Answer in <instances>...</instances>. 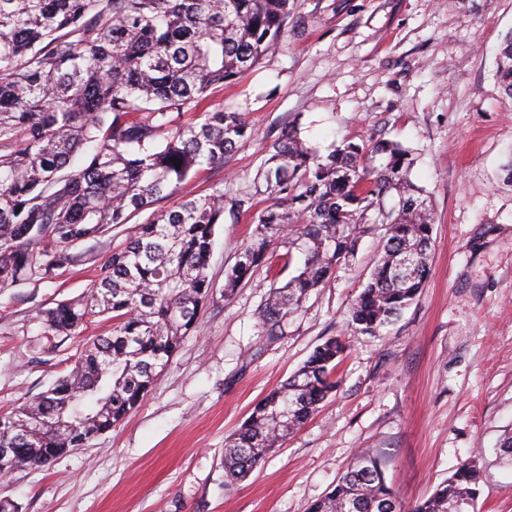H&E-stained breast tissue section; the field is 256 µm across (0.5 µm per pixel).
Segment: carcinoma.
<instances>
[{
  "instance_id": "cac0c4a2",
  "label": "carcinoma",
  "mask_w": 512,
  "mask_h": 512,
  "mask_svg": "<svg viewBox=\"0 0 512 512\" xmlns=\"http://www.w3.org/2000/svg\"><path fill=\"white\" fill-rule=\"evenodd\" d=\"M293 10L294 0H0V288L54 278L73 260L69 245L152 210L109 256L98 284L38 314L48 340L75 335L96 316L112 324L47 391L4 412L0 448L14 452L0 458L1 476L44 466L112 429L195 327L212 292L224 193L187 197L171 210L159 204L250 135L241 113L206 104L208 92L255 67ZM497 77L512 97V35ZM187 112L195 113L190 122ZM415 163L411 150L381 136L344 140L323 154L300 137L297 122L284 127L266 146L254 191L232 199L233 217H249L256 229L225 272L224 299L267 263L272 245L301 251L295 274L260 310L273 335L380 228L378 257L348 325L381 334L431 271L433 209L411 179ZM257 195L271 204L254 210ZM345 350L342 340L326 339L254 407L225 443L226 482L244 480L307 422L336 387ZM479 482L469 461L429 498L405 506L378 459L359 452L309 512H477Z\"/></svg>"
}]
</instances>
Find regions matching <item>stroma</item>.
<instances>
[{
	"label": "stroma",
	"mask_w": 512,
	"mask_h": 512,
	"mask_svg": "<svg viewBox=\"0 0 512 512\" xmlns=\"http://www.w3.org/2000/svg\"><path fill=\"white\" fill-rule=\"evenodd\" d=\"M511 34L512 0H297L277 47L209 96L243 113L250 137L181 192L246 190L265 147L296 119L324 152L345 138L399 141L434 209L425 287L384 336H349L348 306L377 244L367 235L268 337L259 311L271 273L285 280L293 269L277 247L271 268L225 300L224 272L254 230L226 216L209 262L213 295L140 406L86 446L0 479V497L19 512H307L364 449L403 505L474 459L478 512H512V463L500 452L512 433V98L496 74ZM130 230L70 245L76 259L56 279L0 289V410L46 391L84 342L108 333L97 317L50 344L37 314L97 284ZM331 336L349 339L336 390L246 480L225 483V438Z\"/></svg>",
	"instance_id": "obj_1"
}]
</instances>
